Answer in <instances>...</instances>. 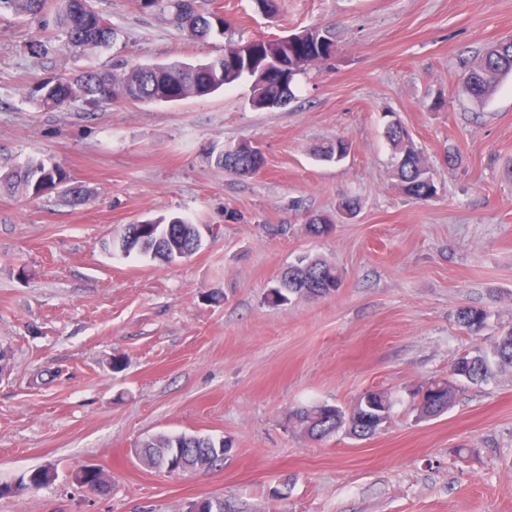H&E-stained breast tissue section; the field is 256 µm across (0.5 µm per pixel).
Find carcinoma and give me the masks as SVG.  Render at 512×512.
<instances>
[{
    "mask_svg": "<svg viewBox=\"0 0 512 512\" xmlns=\"http://www.w3.org/2000/svg\"><path fill=\"white\" fill-rule=\"evenodd\" d=\"M140 9L161 16L167 23L196 41L213 36H224V18L215 11L200 8L196 0H137ZM6 9L17 17L41 24L26 44L28 55L41 59L50 52V40L43 36L52 16L55 30L63 36L62 50L68 53L93 55L107 48L114 40L112 25L92 5V0H0V11ZM225 54L205 62L171 61L158 64H133L121 67V72H105L89 68L76 76L61 74L38 83L31 97L42 107L62 109L80 99L92 105L112 102L131 104L172 103L190 96L205 97L230 86L247 74L252 78V105L257 109H274L294 98L289 77L286 84H268L259 77L262 67L273 61L287 63L289 55L281 50L278 40H263L250 60H240L235 69L228 70ZM292 54L314 65L329 60L335 54L334 34L327 28L316 35L299 39ZM512 75V44L501 42L490 46L482 60L468 69L461 92L475 104H483L502 79ZM392 152L401 164L396 166V177L403 194L413 200L424 201L434 196L435 185L425 180V164L413 143L385 128ZM349 144L338 138L317 149L323 162L343 160ZM216 166L239 176L251 175L264 166V156L248 144L223 148L215 155ZM18 191L29 199L55 191L74 204L85 201L83 191L69 184L65 171L42 159L29 158L15 163L0 157V189ZM120 245L124 255L133 253L171 262L176 254L193 255L201 246L199 228L185 218H161L146 226L127 224L122 230ZM342 286L337 268L319 259L302 258L291 265L271 287L269 299L279 305L288 303L290 296L303 294L321 298L335 294ZM458 322L469 332L478 335L488 326V314L482 308L466 307L459 310ZM512 369V329L501 332L487 349H475L458 357L451 369V379H435L424 384L415 394V409L421 418H430L447 412L454 403L455 382L478 383L488 380L494 369ZM393 400L383 390L364 391L349 411L327 403H315L294 412L296 424L312 438L322 439L337 433L351 423L353 435L366 438L375 434L367 420L376 418L388 422ZM232 448L231 442L194 435H159L142 443L140 457L145 465L161 469L176 459L177 450H183L182 463L193 469L211 465Z\"/></svg>",
    "mask_w": 512,
    "mask_h": 512,
    "instance_id": "obj_1",
    "label": "carcinoma"
}]
</instances>
